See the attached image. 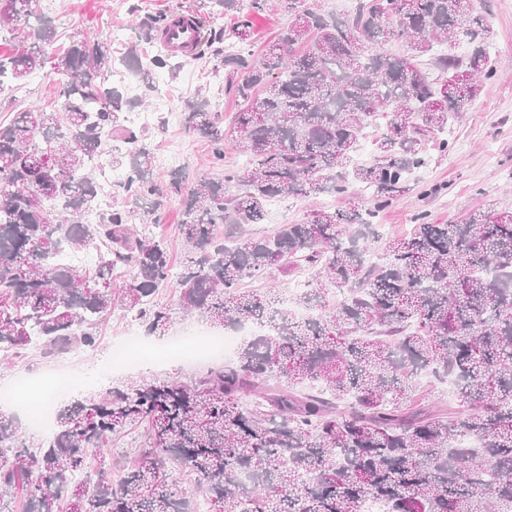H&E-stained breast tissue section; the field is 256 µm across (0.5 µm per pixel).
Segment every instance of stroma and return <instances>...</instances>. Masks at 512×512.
<instances>
[{"label": "stroma", "instance_id": "obj_1", "mask_svg": "<svg viewBox=\"0 0 512 512\" xmlns=\"http://www.w3.org/2000/svg\"><path fill=\"white\" fill-rule=\"evenodd\" d=\"M194 0H56L51 12L57 24L52 45L61 54L70 42L121 30L135 31L134 6L159 11ZM484 14L493 32L490 48L497 70L494 81L482 86L475 104L448 132L453 148L448 154L430 152L425 168L415 174L411 190L382 210L377 222L383 235L408 233L418 213L428 212L436 224H458L476 207L512 209V0H483ZM214 59L185 65L180 72L144 69L136 71L134 91L141 110H149L157 93L168 94L172 111L160 129H147L156 152L178 148L184 154L183 169L193 176L212 173L210 149L205 139L185 130L181 107L195 97L200 86L212 82ZM58 76L53 68L33 76L8 99L0 101V123L11 120L21 108L36 103L52 106Z\"/></svg>", "mask_w": 512, "mask_h": 512}]
</instances>
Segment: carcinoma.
Returning <instances> with one entry per match:
<instances>
[{
  "mask_svg": "<svg viewBox=\"0 0 512 512\" xmlns=\"http://www.w3.org/2000/svg\"><path fill=\"white\" fill-rule=\"evenodd\" d=\"M40 0H0V33L18 43L0 57V77L21 85L49 60L54 19ZM291 17L285 42L256 57L245 50L251 17L270 0H197L198 23L224 16L188 59L160 51L142 70L221 60L224 92L246 108L234 124L186 105L185 129L206 139L217 178L184 170L155 174L143 131L126 113L138 105L109 84L110 40L72 43L54 69L55 104L0 124V355L95 351L112 311L135 316L149 335L173 323L154 301L170 283L163 234L146 232L125 204L101 203L89 156L110 144L127 160L122 196L155 214L182 198L175 233L187 250L175 282L179 310L213 325L263 322L236 360L186 380L154 378L75 398L45 441L28 440L0 413V512H191L206 497L216 512H512V210L477 209L459 224L422 212L392 239L380 264L367 242L374 219L407 193L429 151L451 150L445 132L496 78L491 31L474 0H362L354 13L326 14L319 0H278ZM170 12H146L138 39L151 40ZM476 44L461 58L443 50L458 36ZM307 45L301 52L297 45ZM433 56L434 78L416 59ZM387 119L378 155L354 160L361 132ZM248 158L224 165V143ZM370 190L350 197L349 182ZM333 192L346 206L310 211L271 234L248 235L270 201ZM101 211L86 224L83 214ZM224 225V231L217 225ZM99 249L92 270L52 261L59 247ZM126 268L120 289L112 273ZM307 269L318 287L294 297L317 314L298 320L241 287L246 278ZM340 303L326 308L332 291ZM456 380L467 413L434 411L415 378ZM145 426L146 447L118 481L86 473L112 436ZM195 477L189 493L169 481L168 464Z\"/></svg>",
  "mask_w": 512,
  "mask_h": 512,
  "instance_id": "carcinoma-1",
  "label": "carcinoma"
}]
</instances>
